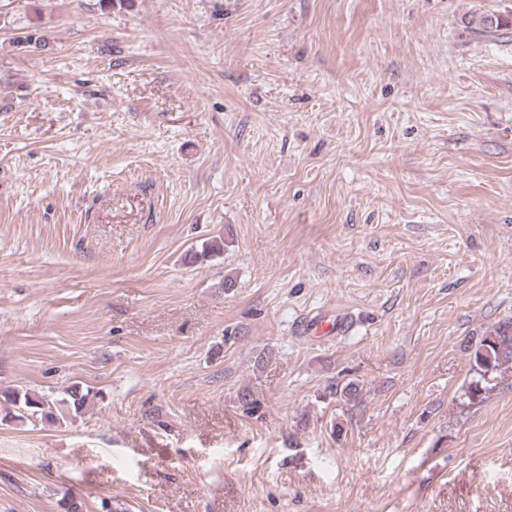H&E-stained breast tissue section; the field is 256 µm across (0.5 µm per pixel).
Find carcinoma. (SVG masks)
Returning a JSON list of instances; mask_svg holds the SVG:
<instances>
[{
    "label": "carcinoma",
    "mask_w": 512,
    "mask_h": 512,
    "mask_svg": "<svg viewBox=\"0 0 512 512\" xmlns=\"http://www.w3.org/2000/svg\"><path fill=\"white\" fill-rule=\"evenodd\" d=\"M223 252L224 238L214 237L202 244L201 250L194 252L192 258L207 261ZM469 362L471 379L466 385L465 395L469 404L477 405L489 397L496 387L498 376L512 368V321H502L477 338ZM360 392V384L351 380L340 387L328 386L320 398H334L349 403L357 401ZM94 397L96 394L77 382L67 386L60 399L23 388L0 389V401L14 409L15 419L40 420L59 425L81 416Z\"/></svg>",
    "instance_id": "obj_1"
}]
</instances>
